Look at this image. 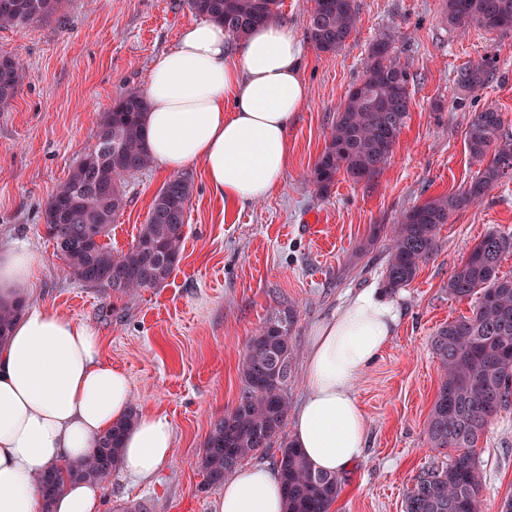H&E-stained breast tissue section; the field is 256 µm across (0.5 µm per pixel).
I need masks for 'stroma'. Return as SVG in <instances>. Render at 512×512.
<instances>
[{"instance_id":"1","label":"stroma","mask_w":512,"mask_h":512,"mask_svg":"<svg viewBox=\"0 0 512 512\" xmlns=\"http://www.w3.org/2000/svg\"><path fill=\"white\" fill-rule=\"evenodd\" d=\"M359 20L336 53L304 47L307 101L291 128L280 189L228 211L202 165L187 206L183 253L163 287L114 296L69 276L44 234L48 197L95 142L101 112L140 89L152 63L194 15L183 0H68L62 17L0 29V55L20 57L25 75L0 112V249L23 246L41 265L28 295L65 317L91 324L103 355L131 380L134 405L171 420L170 460L151 483L113 472L103 512H213L222 487L198 468L215 420L242 391L246 342L269 313L293 307L296 354L290 407L305 394L303 359L315 324L349 294L381 285L400 213L469 183L479 165L464 143L474 111L499 109L512 131V32L448 26L445 0H357ZM393 34L394 56L412 76L410 118L383 170L369 180L337 174L319 194L311 170L329 139L337 108L362 75L369 45ZM493 59L494 79L470 107L454 102L459 68ZM165 181L148 168L129 182V203L107 244L127 250ZM491 231L512 234V179L481 204L454 213L415 280L397 290L403 310L390 344L353 388L367 426L362 460L340 475L330 512H403L414 479L449 463L456 451L431 447L426 434L440 371L431 340L437 328L471 315L474 300L450 298L453 269ZM483 475L479 512H499L512 494V405L487 426L474 450Z\"/></svg>"}]
</instances>
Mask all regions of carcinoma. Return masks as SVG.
I'll use <instances>...</instances> for the list:
<instances>
[{"label": "carcinoma", "instance_id": "carcinoma-1", "mask_svg": "<svg viewBox=\"0 0 512 512\" xmlns=\"http://www.w3.org/2000/svg\"><path fill=\"white\" fill-rule=\"evenodd\" d=\"M0 0V28L24 27L61 15L65 0ZM280 0H183L188 10L224 25L236 42L254 27L280 20ZM309 39L321 53L341 49L358 20L356 0H314ZM448 25L471 23L488 33L512 30V0H446ZM495 63L484 60L459 69L454 95L465 101L488 84ZM23 62L0 56V111L21 89ZM410 73L393 57L387 34L368 49L362 78L339 106L330 139L319 155L311 181L329 191L340 172L353 181L370 179L388 162L411 107ZM146 102L137 90L120 94L98 120L96 142L45 204V235L53 241L64 270L94 287L127 294L159 288L182 258L186 207L193 190L189 171L170 176L155 195L145 224L120 253L95 236H109L127 205L128 179L150 164L144 127ZM465 144L480 168L469 184L401 213L385 267V287L394 292L412 283L420 264L434 252L437 231L458 210L480 202L499 182L512 177V133L501 112L487 106L475 112L465 130ZM512 252V235L487 233L448 277V295L477 296L472 314L441 325L431 345L441 379L426 432L434 448H455V458L441 468L424 470L408 488L403 512H479L482 473L474 448L488 423L512 403V278L499 275ZM21 300H0V344L22 315ZM296 313L276 309L249 338L242 362L243 389L237 403L213 423L199 458L209 485L224 484L241 461L273 455L285 495V512H330L339 495L336 477L315 470L301 449L279 440L288 415V384L295 354L291 330ZM131 413L97 442L92 457L40 477L46 505L60 496L69 480L102 482L118 468L121 440L133 425Z\"/></svg>", "mask_w": 512, "mask_h": 512}]
</instances>
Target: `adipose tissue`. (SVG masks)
I'll use <instances>...</instances> for the list:
<instances>
[{"label": "adipose tissue", "instance_id": "1", "mask_svg": "<svg viewBox=\"0 0 512 512\" xmlns=\"http://www.w3.org/2000/svg\"><path fill=\"white\" fill-rule=\"evenodd\" d=\"M303 44L274 22L233 44L223 25L185 27L153 64L142 95L146 132L160 172L202 164L210 188L240 208L275 193L288 170V134L307 99ZM40 264L14 247L0 251V297L28 293ZM399 302L363 288L320 321L303 362L306 395L292 418V439L315 470L340 475L360 460L366 421L353 382L393 337ZM133 403L128 376L102 356L88 323L43 305L14 323L0 346V512H102L105 486L68 483L46 504L39 475L88 458L98 438ZM174 429L161 413L139 415L123 440L121 467L148 482L171 458ZM277 468L251 464L224 482L214 512H284Z\"/></svg>", "mask_w": 512, "mask_h": 512}]
</instances>
